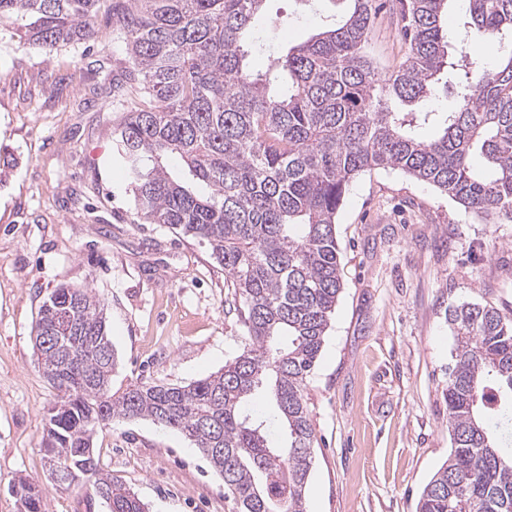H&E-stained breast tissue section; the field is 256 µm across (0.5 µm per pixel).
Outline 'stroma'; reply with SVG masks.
<instances>
[{"mask_svg": "<svg viewBox=\"0 0 512 512\" xmlns=\"http://www.w3.org/2000/svg\"><path fill=\"white\" fill-rule=\"evenodd\" d=\"M100 0L98 41L51 55L0 25V512H20L15 478L42 490L41 512H110L86 485L57 486L42 435L57 388L33 345L43 301L59 285L107 304L113 389L185 386L241 349L234 291L197 240L140 220L112 142L130 67ZM343 0H266L249 57L266 68L318 33ZM391 5L377 13L366 56L389 71L405 58ZM343 289L305 396L315 430L308 512H414L451 449L444 394L448 308L489 305L512 319V223L493 224L399 170L349 184L336 217ZM100 469L149 512H237L222 475L184 434L150 418L98 429Z\"/></svg>", "mask_w": 512, "mask_h": 512, "instance_id": "stroma-1", "label": "stroma"}]
</instances>
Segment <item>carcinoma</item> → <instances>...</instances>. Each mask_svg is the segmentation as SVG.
<instances>
[{
    "mask_svg": "<svg viewBox=\"0 0 512 512\" xmlns=\"http://www.w3.org/2000/svg\"><path fill=\"white\" fill-rule=\"evenodd\" d=\"M99 0H0V22L45 55L99 38ZM117 13L136 82L113 126L139 218L195 238L224 268L238 300L241 352L186 386L112 391L116 358L106 306L89 288L60 286L43 302L42 365L58 401L44 458L89 464L88 487L112 512H148L98 468L93 437L114 417H149L195 442L224 477L239 512H307L314 428L304 382L320 357L341 281L336 213L349 182L398 169L467 211L512 222V0H466L467 40L494 38L484 65L450 54L453 0H399L404 61L381 74L363 52L376 0H348L347 17L288 49L263 73L246 41L266 0H130ZM459 77L457 106L412 112L439 76ZM439 133L421 139L415 128ZM177 154L185 174L163 159ZM448 460L415 512H512V320L491 306L448 308ZM19 492L42 490L20 477Z\"/></svg>",
    "mask_w": 512,
    "mask_h": 512,
    "instance_id": "cac0c4a2",
    "label": "carcinoma"
}]
</instances>
